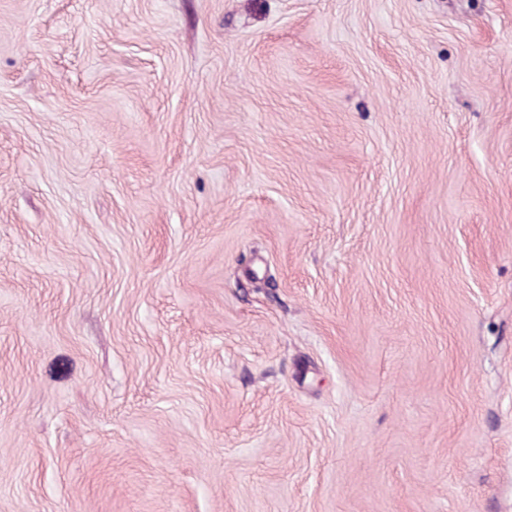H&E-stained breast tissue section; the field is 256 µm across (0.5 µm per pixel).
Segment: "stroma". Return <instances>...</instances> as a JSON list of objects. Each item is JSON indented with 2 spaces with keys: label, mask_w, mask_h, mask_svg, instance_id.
I'll list each match as a JSON object with an SVG mask.
<instances>
[{
  "label": "stroma",
  "mask_w": 512,
  "mask_h": 512,
  "mask_svg": "<svg viewBox=\"0 0 512 512\" xmlns=\"http://www.w3.org/2000/svg\"><path fill=\"white\" fill-rule=\"evenodd\" d=\"M0 512H512V0H0Z\"/></svg>",
  "instance_id": "stroma-1"
}]
</instances>
